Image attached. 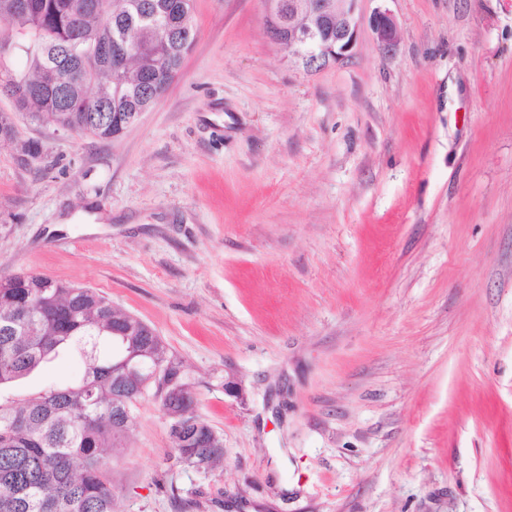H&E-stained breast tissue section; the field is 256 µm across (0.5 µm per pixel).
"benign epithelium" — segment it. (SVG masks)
Wrapping results in <instances>:
<instances>
[{
	"instance_id": "7a95c632",
	"label": "benign epithelium",
	"mask_w": 512,
	"mask_h": 512,
	"mask_svg": "<svg viewBox=\"0 0 512 512\" xmlns=\"http://www.w3.org/2000/svg\"><path fill=\"white\" fill-rule=\"evenodd\" d=\"M358 0H288V20L276 16L280 0H266L264 24L272 38L301 62L306 70H320L338 64L349 56L357 43L362 17L357 14ZM370 27L385 51L396 43V25L387 11L377 10ZM186 413L171 422L170 433L182 445L191 448L200 433L192 409L195 396L192 385L183 388Z\"/></svg>"
}]
</instances>
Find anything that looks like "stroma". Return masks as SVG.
Wrapping results in <instances>:
<instances>
[{
	"instance_id": "stroma-1",
	"label": "stroma",
	"mask_w": 512,
	"mask_h": 512,
	"mask_svg": "<svg viewBox=\"0 0 512 512\" xmlns=\"http://www.w3.org/2000/svg\"><path fill=\"white\" fill-rule=\"evenodd\" d=\"M357 7L389 11L393 50L365 23L308 72L264 0H194L177 77L111 140L0 95V276L150 325L224 441L210 471L176 464L145 397L115 512H512V0Z\"/></svg>"
}]
</instances>
